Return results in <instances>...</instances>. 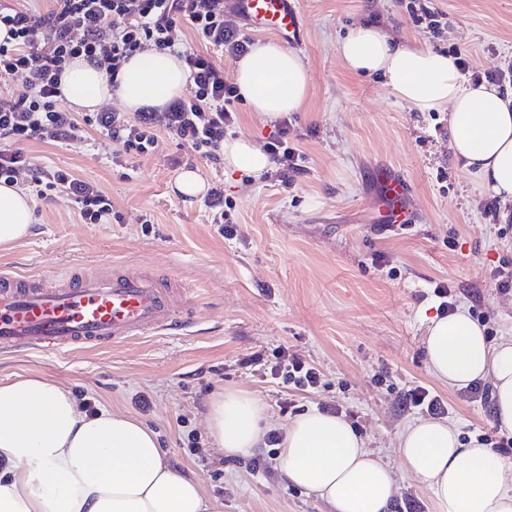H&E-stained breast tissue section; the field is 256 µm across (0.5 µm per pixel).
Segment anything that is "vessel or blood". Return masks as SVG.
Masks as SVG:
<instances>
[{"mask_svg": "<svg viewBox=\"0 0 512 512\" xmlns=\"http://www.w3.org/2000/svg\"><path fill=\"white\" fill-rule=\"evenodd\" d=\"M255 24L277 34L296 30L288 0H239ZM408 185L388 178L383 195L396 216L406 214ZM185 304L145 273L60 272L49 277L0 274V353L65 355L183 328Z\"/></svg>", "mask_w": 512, "mask_h": 512, "instance_id": "1", "label": "vessel or blood"}]
</instances>
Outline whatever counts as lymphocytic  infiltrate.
Here are the masks:
<instances>
[{"label":"lymphocytic infiltrate","instance_id":"obj_1","mask_svg":"<svg viewBox=\"0 0 512 512\" xmlns=\"http://www.w3.org/2000/svg\"><path fill=\"white\" fill-rule=\"evenodd\" d=\"M0 24L9 40L0 43V72L20 77L16 92L0 95V183L29 174L38 197L65 192L87 224L112 221V203L94 183L74 174L38 168L19 148L24 141L76 142L88 132L109 139L113 164L152 155L160 135L192 144L202 158L220 162L224 135L238 122L230 105L236 88L213 57L225 50L248 53L252 41L224 21V0H49L40 11L21 0H0ZM187 29L199 49L178 47L176 30ZM167 50L184 62L193 86L190 96L175 99L164 112L126 116L120 112H72L60 104L59 77L70 59L83 56L119 76L132 55ZM272 377L299 391L322 385L321 372L302 358L279 349Z\"/></svg>","mask_w":512,"mask_h":512}]
</instances>
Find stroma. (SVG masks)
Segmentation results:
<instances>
[{"mask_svg":"<svg viewBox=\"0 0 512 512\" xmlns=\"http://www.w3.org/2000/svg\"><path fill=\"white\" fill-rule=\"evenodd\" d=\"M300 17L290 40L251 23L237 0L224 19L252 40L299 53L310 76L301 111L288 116L296 169L253 181L201 158L188 143L160 136L155 152L112 163L99 134L67 144L31 141L22 149L43 169H67L96 183L111 201L109 224H87L63 192L35 199L31 235L0 245V267L35 275L64 269L111 270L126 264L163 287L193 289L190 327L139 336L113 347L64 356L0 357V378L38 374L68 388L79 405L110 406L151 427L169 463L200 481L223 512H328L315 494L283 482L266 448L224 457L208 432L216 394L249 392L276 427L332 404L393 469L397 435L419 419L402 409L404 391L425 385L454 410L460 435L492 429L490 403L461 401L429 371L423 340L437 314L436 284L457 305L486 317L496 339L512 338V289L491 271L512 262V200L489 197L478 175L453 156L449 113L400 101L385 78L350 72L337 42L373 22L395 39L454 51L496 86L512 88V0H291ZM196 170L224 190V213L237 232L219 233L205 196L175 192ZM410 185L409 229L392 231L378 210L383 176ZM497 211L488 217L487 208ZM288 348L318 368L312 393L289 389L261 367L258 353ZM295 411H282L285 399Z\"/></svg>","mask_w":512,"mask_h":512,"instance_id":"35a3bbf8","label":"stroma"}]
</instances>
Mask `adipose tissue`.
Returning <instances> with one entry per match:
<instances>
[{
  "label": "adipose tissue",
  "mask_w": 512,
  "mask_h": 512,
  "mask_svg": "<svg viewBox=\"0 0 512 512\" xmlns=\"http://www.w3.org/2000/svg\"><path fill=\"white\" fill-rule=\"evenodd\" d=\"M344 66L382 74L394 94L422 112L449 109V145L475 170L485 191L512 199V94L488 83L463 85L453 56L359 25L337 45ZM234 83L249 109L274 122L300 111L309 90L302 58L256 42L237 61ZM187 72L173 53L148 50L127 61L119 81L79 57L60 77L61 98L83 112L119 97L124 109L163 110L183 95ZM224 165L253 178L271 168L251 140L226 139ZM33 207L20 184H0V244L26 237ZM430 372L455 389L486 380L491 416L512 431V340L491 343L467 310L430 319L424 340ZM208 429L220 452L244 455L264 434L260 406L248 392H224ZM404 473L432 494L438 512H512V462L456 428L419 419L398 435ZM278 470L290 485L332 512H392L395 474L343 418L313 409L284 429ZM0 512H221L201 485L174 469L155 433L103 407L89 413L56 381L40 375L0 380Z\"/></svg>",
  "instance_id": "adipose-tissue-1"
}]
</instances>
